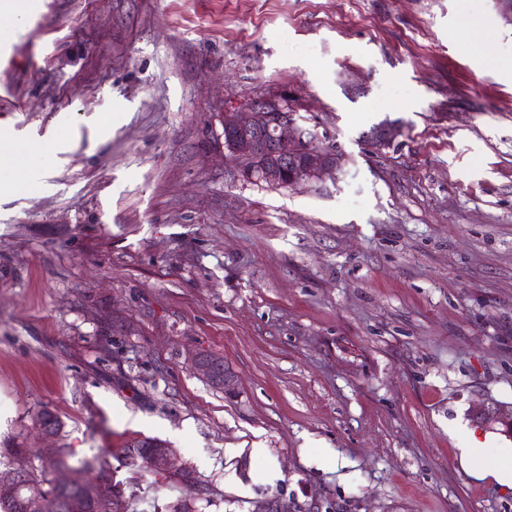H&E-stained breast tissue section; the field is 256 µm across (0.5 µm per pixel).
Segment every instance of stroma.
<instances>
[{"label": "stroma", "mask_w": 512, "mask_h": 512, "mask_svg": "<svg viewBox=\"0 0 512 512\" xmlns=\"http://www.w3.org/2000/svg\"><path fill=\"white\" fill-rule=\"evenodd\" d=\"M1 47L11 468L54 479L55 446L78 478L151 436L200 484L161 503L192 512H512L458 455L459 426L512 411L495 0H34ZM283 92L341 149L335 181L273 188L225 150V108ZM386 119L391 144L364 139ZM191 367L206 383L224 391L225 394L234 392V375L219 356H206L204 353H195L191 357Z\"/></svg>", "instance_id": "stroma-1"}]
</instances>
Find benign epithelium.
<instances>
[{
  "mask_svg": "<svg viewBox=\"0 0 512 512\" xmlns=\"http://www.w3.org/2000/svg\"><path fill=\"white\" fill-rule=\"evenodd\" d=\"M224 147L244 160L243 175L272 186L292 183L320 184L336 180L342 169L343 154L336 143L323 140L318 132L308 134L299 124L297 113L288 109V94L252 100L224 111ZM273 158L259 164L260 160ZM191 367L206 383L226 394L234 392V375L218 356L196 353ZM145 469L153 474L182 473L175 451L153 446Z\"/></svg>",
  "mask_w": 512,
  "mask_h": 512,
  "instance_id": "1",
  "label": "benign epithelium"
}]
</instances>
